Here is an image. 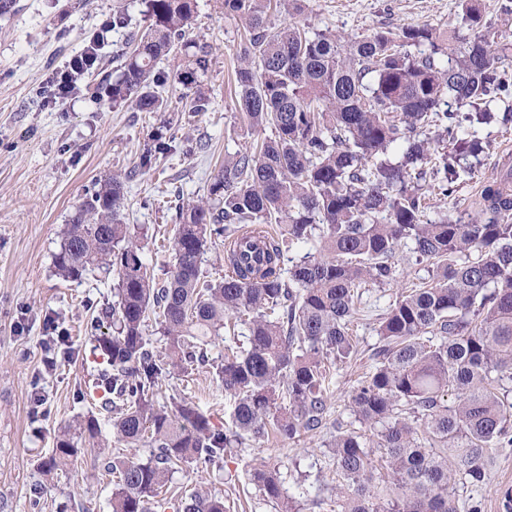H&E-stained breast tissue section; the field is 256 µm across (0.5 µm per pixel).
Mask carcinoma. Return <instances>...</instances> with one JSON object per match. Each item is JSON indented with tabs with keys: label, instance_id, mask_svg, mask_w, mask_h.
Returning a JSON list of instances; mask_svg holds the SVG:
<instances>
[{
	"label": "carcinoma",
	"instance_id": "obj_1",
	"mask_svg": "<svg viewBox=\"0 0 512 512\" xmlns=\"http://www.w3.org/2000/svg\"><path fill=\"white\" fill-rule=\"evenodd\" d=\"M196 2L143 0L149 24L112 57V84L96 93L114 108L157 115L159 125L131 169L92 183L54 256L65 280L116 278L103 312L112 332L94 337L107 365L100 407L118 440L151 454L106 459L112 512H151L173 473L218 462L250 438L324 428L329 366L356 354L349 326L362 289L396 280L407 245L431 278L382 314L375 365L349 395L361 428H338L331 443L342 479L336 506L459 512L451 481L481 485L490 450L512 447V398L501 391L512 381V157L484 181L477 216L425 222L423 213L430 195L454 193L461 160L487 149L478 130L512 121L491 109L512 92V0H502L497 23L481 0H460L457 29L382 26L353 38L294 19L276 29L271 0H222L244 29L235 107L250 129L271 135L224 156L206 196L166 201L175 256L158 282L124 222L126 184L168 149L166 84L208 70L210 47L196 42L186 72L157 74L189 48ZM395 145L402 151L391 161ZM271 222L281 235L267 231ZM210 240L224 242L218 279L202 267ZM288 242H311L318 255L285 271ZM151 320L160 349L146 335ZM239 326L247 346L228 344L209 359L211 338ZM207 365L233 401L222 430L190 403L162 402L167 377ZM99 432L93 415L77 423L45 465L73 461L78 439ZM251 481L277 512H295L276 469L256 467ZM176 501L177 512H226L223 497L198 488Z\"/></svg>",
	"mask_w": 512,
	"mask_h": 512
}]
</instances>
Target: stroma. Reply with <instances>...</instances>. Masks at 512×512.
<instances>
[{"instance_id": "stroma-1", "label": "stroma", "mask_w": 512, "mask_h": 512, "mask_svg": "<svg viewBox=\"0 0 512 512\" xmlns=\"http://www.w3.org/2000/svg\"><path fill=\"white\" fill-rule=\"evenodd\" d=\"M127 9L129 29L106 30L118 8ZM141 0H16L14 11L0 15V512H111L113 484L95 469L93 452L48 472L42 467L64 427L99 406L93 383L103 368L93 349V332H110L109 321H96L98 309L112 299L109 284L63 280L54 256L76 205L93 181L117 169L133 167L157 116L131 106L99 105L87 95L74 107L45 106L38 93L52 69L79 53L87 36L103 31L100 66L85 79L94 88L109 75L105 63L125 45L130 30L147 20ZM458 0H306L303 20L316 30L347 35L381 26L458 25ZM241 25L224 14L219 0H198L190 40L212 48L206 72L168 93L167 116L172 150L149 171L134 175L127 188L126 221L142 240L156 276L174 261V226L158 209L163 192L179 188L184 199L206 195L225 154L256 139L234 106L235 69ZM203 90L208 112L194 115L185 97ZM479 135L490 144L461 178L447 201L433 204L424 217L474 215L476 191L484 176L512 155V124L492 125ZM205 151H196L197 143ZM396 282L366 288L361 312L352 323L358 353L332 371L329 422L350 423L348 395L373 364L381 315L401 288L429 280L427 263L406 258ZM54 319L65 340L45 348V321ZM167 397L185 401L223 426L228 418L224 393L207 370L176 374L163 383ZM328 431L308 432L292 440L266 437L248 441L222 465L193 464L173 474L172 489L205 487L233 502L232 512H275L250 480L254 466L275 467L286 494L308 478L324 492L322 505L301 499L296 512H334L336 467ZM488 476L477 490L455 485L454 494L474 496L481 512H503L501 493L512 488V447L499 448Z\"/></svg>"}]
</instances>
